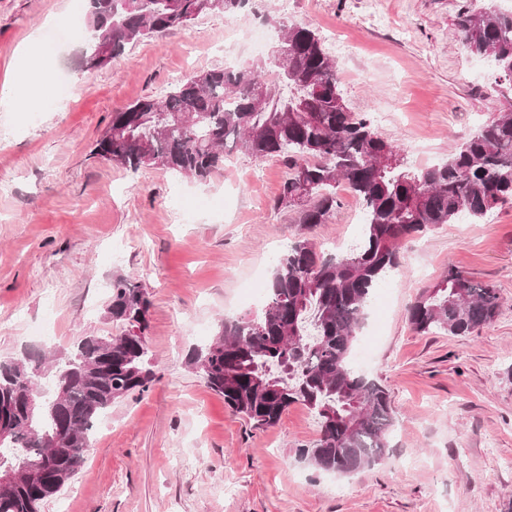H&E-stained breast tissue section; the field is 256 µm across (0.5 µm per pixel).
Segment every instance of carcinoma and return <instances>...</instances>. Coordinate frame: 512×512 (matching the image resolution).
<instances>
[{
    "label": "carcinoma",
    "instance_id": "carcinoma-1",
    "mask_svg": "<svg viewBox=\"0 0 512 512\" xmlns=\"http://www.w3.org/2000/svg\"><path fill=\"white\" fill-rule=\"evenodd\" d=\"M248 0H86L79 41L80 63L97 69L103 48L112 60L128 46L181 29L204 13L234 14ZM292 55L269 63L203 71L161 98L146 97L112 113V135H102L95 154L132 170L145 167L206 181L240 151L256 159L285 157L288 178L274 200H292L299 223H327L344 182L363 207L361 237L335 254L303 239L276 258L267 301L251 316L226 319L189 365L224 404L252 427L276 425L288 408L302 404L319 419L320 436L299 457L310 467L347 475L379 462L389 448L394 409L389 390L357 372L351 359L356 330L372 293L399 265L403 241L461 215L483 218L512 200V113L480 127L447 159L411 170L391 142L372 129L369 115L349 111L338 87L336 64L320 37L304 24H279ZM464 49L492 59L512 74V12L484 8L458 16ZM265 84V108L253 104ZM495 288L450 267L408 310L421 333L471 336L496 317ZM147 292L130 279L112 278L108 313L126 327L119 336H83L61 361L45 365L25 353L0 360V469L24 465L41 477L0 489V512H41L84 465L97 422L112 404L148 391L144 331ZM67 387L62 401L42 394L43 381Z\"/></svg>",
    "mask_w": 512,
    "mask_h": 512
}]
</instances>
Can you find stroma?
I'll return each mask as SVG.
<instances>
[{
  "label": "stroma",
  "instance_id": "stroma-1",
  "mask_svg": "<svg viewBox=\"0 0 512 512\" xmlns=\"http://www.w3.org/2000/svg\"><path fill=\"white\" fill-rule=\"evenodd\" d=\"M290 0L285 21L308 25L324 46L341 39L339 89L351 111L398 146L408 167L442 161L512 105V84L456 33L465 8L512 11V0ZM73 0H0V96L19 64L41 82L74 85L67 102L38 96L0 107V358L71 350L82 336L121 335L107 313L113 276L151 301L145 333L154 380L113 403L107 430L43 512H507L512 507V201L480 221L462 216L404 241L399 266L375 290L382 322L362 374L385 385L395 411L389 450L349 475L313 470L298 449L318 418L291 406L256 429L225 407L187 363L226 317L259 313L246 288L269 280L274 258L308 238L327 253L355 243L362 206L347 184L327 223L305 229L273 201L288 175L279 158L235 152L199 183L161 169L130 171L94 153L113 112L159 98L186 77L220 68L214 46L235 40L245 62L278 40L265 17L279 0H249L232 15L129 48L84 70L78 43L47 45ZM38 55L25 56L32 35ZM496 288V319L471 336L422 334L408 308L449 267Z\"/></svg>",
  "mask_w": 512,
  "mask_h": 512
}]
</instances>
